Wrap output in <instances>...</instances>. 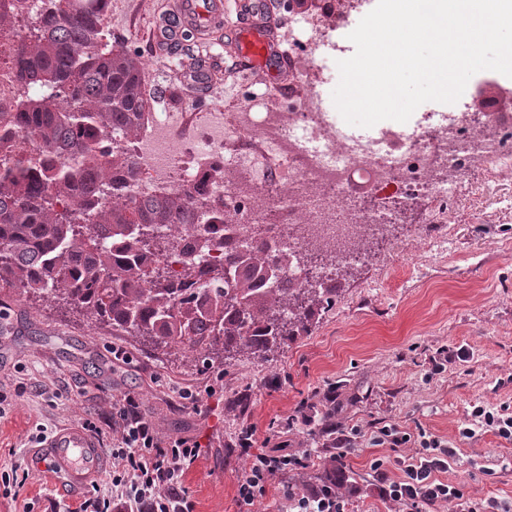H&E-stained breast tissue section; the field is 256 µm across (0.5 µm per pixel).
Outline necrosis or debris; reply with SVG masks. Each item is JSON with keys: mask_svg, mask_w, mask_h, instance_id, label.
<instances>
[{"mask_svg": "<svg viewBox=\"0 0 512 512\" xmlns=\"http://www.w3.org/2000/svg\"><path fill=\"white\" fill-rule=\"evenodd\" d=\"M306 90L287 108L269 97L239 102L232 112L153 113L135 145L142 176L133 195L176 190L206 180L213 197L224 199L229 216L221 235L227 246L205 264L223 262L225 249L257 243L301 263L307 249L330 251L352 266L364 252L361 238L402 221L419 208L432 224L443 210L463 205L457 185L476 161L492 167L495 182L512 184V94L482 112L480 126L421 123L386 130L381 142L339 135L335 122ZM375 206L362 208L361 197ZM395 206H387V199Z\"/></svg>", "mask_w": 512, "mask_h": 512, "instance_id": "obj_1", "label": "necrosis or debris"}]
</instances>
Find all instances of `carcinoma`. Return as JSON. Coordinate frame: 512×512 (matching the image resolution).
<instances>
[{
  "label": "carcinoma",
  "instance_id": "obj_1",
  "mask_svg": "<svg viewBox=\"0 0 512 512\" xmlns=\"http://www.w3.org/2000/svg\"><path fill=\"white\" fill-rule=\"evenodd\" d=\"M108 2L0 0V27L36 10L9 47L21 97L0 112V141L18 137L38 155L0 157V288L50 298L156 349L185 345L204 369L262 356L332 306L348 272L302 282L288 257L260 244L199 276V253L220 246L211 226L226 223L224 200L203 181L128 194L141 180L131 143L153 103L141 57L107 42Z\"/></svg>",
  "mask_w": 512,
  "mask_h": 512
}]
</instances>
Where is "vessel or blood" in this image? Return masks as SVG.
<instances>
[{"instance_id": "obj_1", "label": "vessel or blood", "mask_w": 512, "mask_h": 512, "mask_svg": "<svg viewBox=\"0 0 512 512\" xmlns=\"http://www.w3.org/2000/svg\"><path fill=\"white\" fill-rule=\"evenodd\" d=\"M236 24H229V14ZM232 26L224 42L231 63L229 72L242 78L276 82L279 91L288 88L291 51L282 49L279 25L269 0H171L168 12L153 29V40L166 48L184 32L210 40L215 31ZM30 461L48 478L78 490L102 475L104 454L99 442L81 426L67 427L33 450Z\"/></svg>"}]
</instances>
